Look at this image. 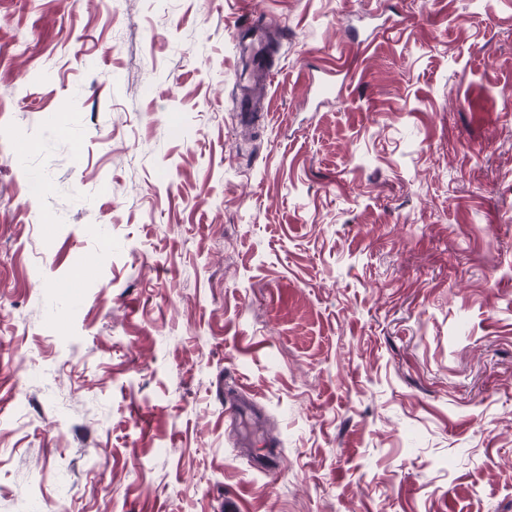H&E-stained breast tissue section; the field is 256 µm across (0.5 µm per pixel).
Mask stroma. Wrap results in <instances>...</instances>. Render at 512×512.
Listing matches in <instances>:
<instances>
[{"label":"stroma","mask_w":512,"mask_h":512,"mask_svg":"<svg viewBox=\"0 0 512 512\" xmlns=\"http://www.w3.org/2000/svg\"><path fill=\"white\" fill-rule=\"evenodd\" d=\"M228 497L512 512V0H0V512Z\"/></svg>","instance_id":"obj_1"}]
</instances>
